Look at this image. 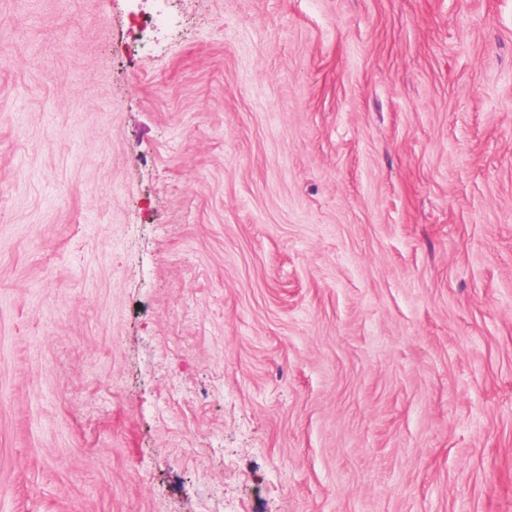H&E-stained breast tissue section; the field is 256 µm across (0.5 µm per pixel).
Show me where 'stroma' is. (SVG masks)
<instances>
[{"label": "stroma", "mask_w": 512, "mask_h": 512, "mask_svg": "<svg viewBox=\"0 0 512 512\" xmlns=\"http://www.w3.org/2000/svg\"><path fill=\"white\" fill-rule=\"evenodd\" d=\"M0 0V512H512V0Z\"/></svg>", "instance_id": "1"}]
</instances>
